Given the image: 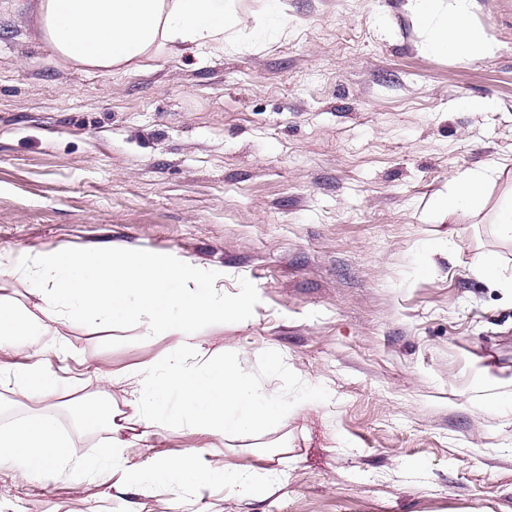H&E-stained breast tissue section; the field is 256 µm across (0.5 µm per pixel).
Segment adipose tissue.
<instances>
[{"label": "adipose tissue", "instance_id": "adipose-tissue-1", "mask_svg": "<svg viewBox=\"0 0 512 512\" xmlns=\"http://www.w3.org/2000/svg\"><path fill=\"white\" fill-rule=\"evenodd\" d=\"M407 7L427 27L430 51L466 58L489 55L492 44L472 26L465 0H408ZM42 38L61 62L83 70L111 71L153 52L224 45L226 26L237 23L235 0H39ZM492 169L455 174L435 204L447 214L482 209ZM19 274L35 299L19 310L0 302V347L27 348L44 335L49 321L78 319L107 326L140 322L147 335L171 339L164 360H151L122 376L104 375L122 388L131 415L117 418L111 407L84 397L72 400L69 415L81 430H115L112 459L89 468L100 480L166 488L183 481L223 483L238 495L266 492L264 475L202 469L195 454L158 457L152 468L135 471L125 464L122 430L173 425L191 434L248 435L275 425L289 411L287 397L276 395L246 376L238 355L216 366L196 342L194 329L247 307L248 295L228 300L200 268L166 255L141 262L120 246L108 251L38 252L14 255L0 248V277ZM22 460L35 474L58 463L80 462L81 452L55 419L38 414L0 431V460Z\"/></svg>", "mask_w": 512, "mask_h": 512}]
</instances>
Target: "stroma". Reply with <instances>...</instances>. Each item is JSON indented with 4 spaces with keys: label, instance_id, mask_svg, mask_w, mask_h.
<instances>
[{
    "label": "stroma",
    "instance_id": "1",
    "mask_svg": "<svg viewBox=\"0 0 512 512\" xmlns=\"http://www.w3.org/2000/svg\"><path fill=\"white\" fill-rule=\"evenodd\" d=\"M37 4L0 0V248L120 243L197 265L227 298L250 293L196 340L219 365L239 354L292 408L246 439L167 429L124 451L141 470L192 452L206 470L267 471L272 494L116 487L8 460L0 512H174L180 498L192 512H512V294L475 271L493 253L512 277L492 224L512 193V0H473L485 57L430 52L406 0H280L271 39L266 0H239L223 49L109 73L60 66ZM491 162L483 210L434 209L454 172ZM170 347L136 321L51 324L0 351V429L48 412L87 460L111 457L109 429L77 433L68 400ZM34 368L55 396L17 398L14 375Z\"/></svg>",
    "mask_w": 512,
    "mask_h": 512
}]
</instances>
